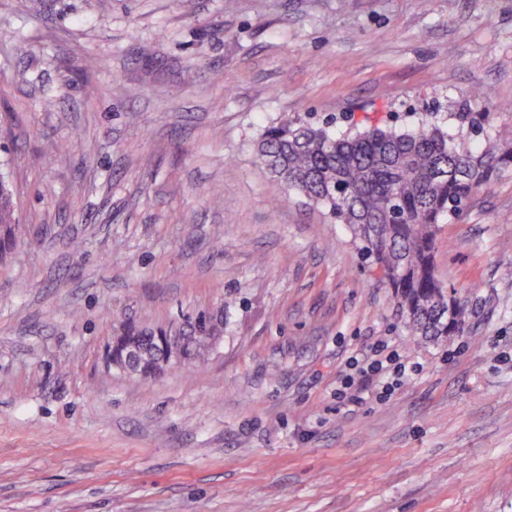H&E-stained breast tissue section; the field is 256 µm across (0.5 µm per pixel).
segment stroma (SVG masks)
<instances>
[{
	"mask_svg": "<svg viewBox=\"0 0 512 512\" xmlns=\"http://www.w3.org/2000/svg\"><path fill=\"white\" fill-rule=\"evenodd\" d=\"M512 142V0H0V512H512V171L439 225L469 332L411 336L284 120ZM209 314L151 377L128 329ZM383 342L415 372L341 382ZM13 191L9 184L0 180V251L5 250L16 235Z\"/></svg>",
	"mask_w": 512,
	"mask_h": 512,
	"instance_id": "obj_1",
	"label": "stroma"
}]
</instances>
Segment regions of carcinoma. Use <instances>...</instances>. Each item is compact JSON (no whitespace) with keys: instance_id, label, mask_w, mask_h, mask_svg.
I'll use <instances>...</instances> for the list:
<instances>
[{"instance_id":"1","label":"carcinoma","mask_w":512,"mask_h":512,"mask_svg":"<svg viewBox=\"0 0 512 512\" xmlns=\"http://www.w3.org/2000/svg\"><path fill=\"white\" fill-rule=\"evenodd\" d=\"M481 113L457 142L431 121L413 130L373 128L341 138L322 127L284 121L265 130L259 155L289 190L323 205L347 225L385 273L384 279L404 324L416 336L446 338L466 332L467 310L452 296L438 314L442 283L435 273L437 225L460 215L477 190L512 168V147L485 135L477 149L467 143L490 125ZM13 191L0 180V251L16 235ZM141 345L157 362L171 366V349L152 333H140Z\"/></svg>"}]
</instances>
